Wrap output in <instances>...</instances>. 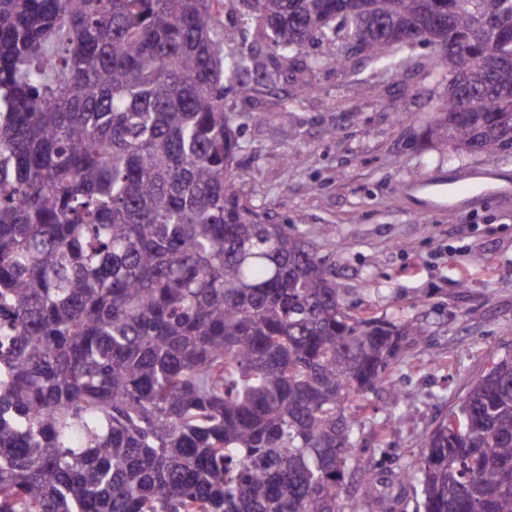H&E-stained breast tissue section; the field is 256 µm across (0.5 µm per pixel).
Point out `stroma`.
Wrapping results in <instances>:
<instances>
[{"label":"stroma","mask_w":512,"mask_h":512,"mask_svg":"<svg viewBox=\"0 0 512 512\" xmlns=\"http://www.w3.org/2000/svg\"><path fill=\"white\" fill-rule=\"evenodd\" d=\"M438 54L416 46L394 71L362 58L345 74L324 67L303 97L282 76L226 93L243 116L235 167L251 203L318 246L352 313L422 331L371 394L358 438L361 466L384 478L418 460L420 436L492 361L512 358V200L451 207L409 186L483 166L425 134L446 92L428 73ZM363 80L378 96L359 94ZM295 154L301 163L288 166ZM404 391L415 401H401Z\"/></svg>","instance_id":"stroma-1"}]
</instances>
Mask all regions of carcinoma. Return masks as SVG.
<instances>
[{
    "label": "carcinoma",
    "instance_id": "1",
    "mask_svg": "<svg viewBox=\"0 0 512 512\" xmlns=\"http://www.w3.org/2000/svg\"><path fill=\"white\" fill-rule=\"evenodd\" d=\"M237 3L303 93L441 46L429 132L512 155V0H0V512H385L357 415L420 330L241 193ZM421 447L392 479L424 512H512V359Z\"/></svg>",
    "mask_w": 512,
    "mask_h": 512
}]
</instances>
